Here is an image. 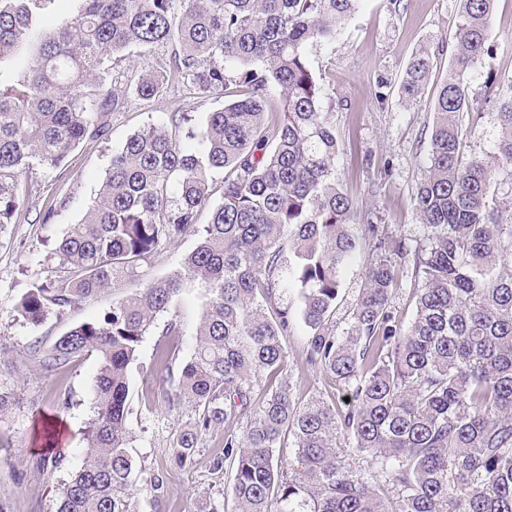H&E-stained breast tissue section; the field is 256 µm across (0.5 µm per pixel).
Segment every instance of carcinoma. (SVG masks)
Instances as JSON below:
<instances>
[{
    "mask_svg": "<svg viewBox=\"0 0 512 512\" xmlns=\"http://www.w3.org/2000/svg\"><path fill=\"white\" fill-rule=\"evenodd\" d=\"M360 2L82 0L74 18L47 32L51 0H0V64L18 69L12 83L0 82V227L25 206L18 180L33 162L62 168L124 107V91L101 77L113 57L132 62L142 101L174 76L194 99L230 98L202 123L187 103L166 125L128 137L55 249L53 280L32 284L15 306L40 325L139 276L162 248L197 238L181 270L48 350L32 343L47 374L98 356L87 448L61 484L56 512H137L138 491L164 496L165 471L143 475L128 452L127 369L186 280L205 297L195 346L181 361L164 350L157 357L171 380L165 407L194 412L169 467L192 466L202 437L232 418L239 432L224 433L214 468L229 464L236 512H512V192L500 196L512 186V96L499 103L492 151L468 160L462 151L468 84L491 55L498 0H458L428 166L412 197L425 240L410 248L385 224L363 225L375 259L338 332L340 268L359 240L353 203L336 180L333 102L309 49L334 43ZM161 44L170 52L157 54ZM432 57L427 48L415 53L402 100L416 99ZM216 172L223 191L213 205ZM286 247L308 328L306 364L331 388L306 401L288 374V310L258 301L284 286ZM405 268L415 299L407 326L394 305ZM347 452L367 467L345 464Z\"/></svg>",
    "mask_w": 512,
    "mask_h": 512,
    "instance_id": "cac0c4a2",
    "label": "carcinoma"
}]
</instances>
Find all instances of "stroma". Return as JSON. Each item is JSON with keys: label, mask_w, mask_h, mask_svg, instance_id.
I'll return each instance as SVG.
<instances>
[{"label": "stroma", "mask_w": 512, "mask_h": 512, "mask_svg": "<svg viewBox=\"0 0 512 512\" xmlns=\"http://www.w3.org/2000/svg\"><path fill=\"white\" fill-rule=\"evenodd\" d=\"M458 0H362L332 45L310 51L313 67L324 93L336 102L333 124L344 152L336 160V178L354 204V227L367 218L401 234L408 245L422 239L424 228L411 205L423 180L433 124L431 106L448 74ZM492 56L484 59L468 86L470 117L464 118L466 157L482 156L499 136L497 104L512 96V0H499L490 32ZM434 49L433 69L415 101L401 100L399 87L412 55L421 47ZM494 86H486L487 77ZM387 99L378 102L377 88ZM184 87L170 81L166 95L149 103L128 98L112 113L102 137L85 140L71 152L65 170L34 164L19 179L33 186L40 200H55L60 208L48 224L27 214L0 228V386L11 390L15 402L0 416V503L7 512H56L57 490L81 464L86 446V424L93 414L92 390L97 357L85 354L55 374H47L28 351L32 339L51 347L59 336L80 322H92L112 304L142 288L144 282L179 270L183 256L195 245L188 237L161 250L143 267L136 280H122L101 294L82 302L63 317L48 316L38 326L18 318L15 305L34 282L53 278L58 260L52 250L69 225L78 223L99 192L113 153L126 139L150 124L165 123L182 100ZM371 165H364V157ZM288 308V369L302 399L325 390L323 373L305 364L308 331L300 316L297 290L284 288L274 298ZM204 303L203 292L184 286L159 323L175 317L182 333L170 337L178 358L188 357ZM157 333L145 336L136 361L128 370L131 384L128 419L133 432L129 452L139 468H167L170 443L185 429L190 411L167 413L154 400L168 385L157 361ZM218 438L205 439L192 468L168 470L162 502L144 492L137 495L138 512H196L198 503L218 498L230 476L216 472Z\"/></svg>", "instance_id": "1"}]
</instances>
